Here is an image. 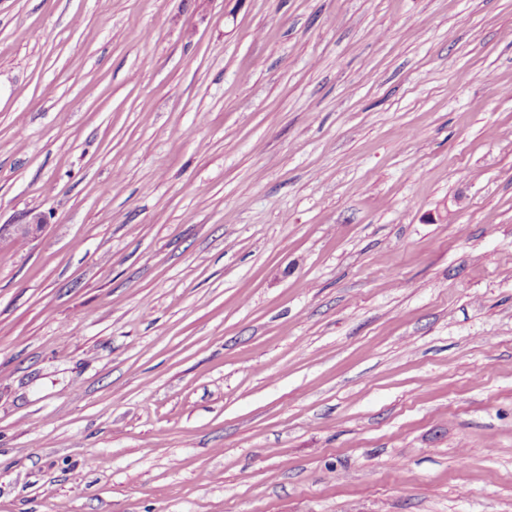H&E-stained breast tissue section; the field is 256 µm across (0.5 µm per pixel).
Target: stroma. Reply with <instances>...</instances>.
Segmentation results:
<instances>
[{
  "label": "stroma",
  "instance_id": "stroma-1",
  "mask_svg": "<svg viewBox=\"0 0 512 512\" xmlns=\"http://www.w3.org/2000/svg\"><path fill=\"white\" fill-rule=\"evenodd\" d=\"M498 84L512 0H0V512H512Z\"/></svg>",
  "mask_w": 512,
  "mask_h": 512
}]
</instances>
